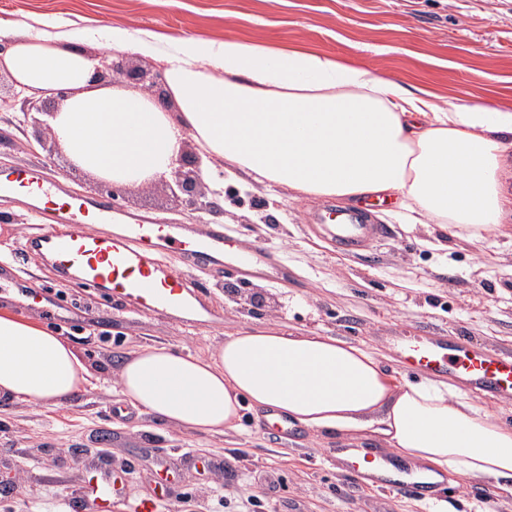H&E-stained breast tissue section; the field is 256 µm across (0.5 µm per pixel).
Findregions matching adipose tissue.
Returning a JSON list of instances; mask_svg holds the SVG:
<instances>
[{"instance_id":"ef3b65f1","label":"adipose tissue","mask_w":512,"mask_h":512,"mask_svg":"<svg viewBox=\"0 0 512 512\" xmlns=\"http://www.w3.org/2000/svg\"><path fill=\"white\" fill-rule=\"evenodd\" d=\"M105 47L160 59L177 111L92 86L94 57L40 28L25 27L0 55L16 84L69 90L51 125L91 175L124 186L170 178L190 139L208 180L229 163L306 198L350 207L391 198L404 222L472 241L512 234V110L469 100L442 108L368 67L240 38L184 37L164 52L148 33L112 27ZM119 375L126 401L182 427L223 432L246 404L318 433L376 423L394 453L430 472L512 479L511 427L430 381L392 384L374 355L332 336L245 326L207 357L140 349ZM90 378L68 340L0 312V395L60 407Z\"/></svg>"}]
</instances>
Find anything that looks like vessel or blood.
Returning <instances> with one entry per match:
<instances>
[{"label":"vessel or blood","mask_w":512,"mask_h":512,"mask_svg":"<svg viewBox=\"0 0 512 512\" xmlns=\"http://www.w3.org/2000/svg\"><path fill=\"white\" fill-rule=\"evenodd\" d=\"M20 192L34 197V213L50 225L45 232L25 235L23 251L44 259L62 280L104 292L113 303L133 313H150L200 328L214 318V311L187 287L186 274L164 260L166 250L181 254L192 267L228 268L245 277L277 283L292 274L287 260L267 247L237 251L223 228L154 224L144 218L116 216L107 201L71 196L35 168L1 171L0 196ZM314 220L328 227L337 249L346 252L361 250L385 235L384 225L369 223L363 211L325 210L315 213ZM99 224L111 225V232H96ZM391 344L408 370L445 377L502 401L512 400V353H491L447 336H395ZM336 469L354 473L369 486L408 488L423 499L433 498L442 484L440 477L413 463H398L360 448L338 449ZM122 491L120 481L109 471L94 475L87 487L102 512H109L113 495Z\"/></svg>","instance_id":"b4317fda"}]
</instances>
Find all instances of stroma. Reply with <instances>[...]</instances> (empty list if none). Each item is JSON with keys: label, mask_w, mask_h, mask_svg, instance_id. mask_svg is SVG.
Returning a JSON list of instances; mask_svg holds the SVG:
<instances>
[{"label": "stroma", "mask_w": 512, "mask_h": 512, "mask_svg": "<svg viewBox=\"0 0 512 512\" xmlns=\"http://www.w3.org/2000/svg\"><path fill=\"white\" fill-rule=\"evenodd\" d=\"M17 20L86 49L112 26L151 32L163 46L180 37L290 46L425 89L441 107L464 97L512 109V0H0V22ZM38 136L33 127L1 120L0 169L35 167L70 194L89 196L93 176L72 168L65 152L48 155ZM336 206L244 175L225 177L223 198L203 212L159 181L119 191L112 202L118 214L157 224L222 225L242 247L267 246L287 257L294 276L285 284L191 269L192 284L216 314L204 329L129 313L100 293L56 280L39 257L19 256L15 274L71 307L70 319L57 321L6 295L0 312L59 331L92 379L61 407L0 397V473L10 478L0 483V512H64L98 468L125 482L112 512H130V497L150 491L156 473L166 470L176 486L165 512H440L445 506L512 512L508 480L485 479L470 489L457 476L427 502L396 487L337 477V449L382 447L369 429L317 434L301 427L281 447L262 411L249 407L221 433L183 428L140 408L113 418L119 369L129 353L165 346L206 356L247 324L275 322L295 334L365 346L396 385L413 374L391 347L394 336L449 334L477 348L512 351L511 238L474 243L432 223L412 226L384 215L388 237L348 256L312 221L316 211ZM39 229L29 199L0 197V253ZM228 284L234 293H225Z\"/></svg>", "instance_id": "1"}]
</instances>
